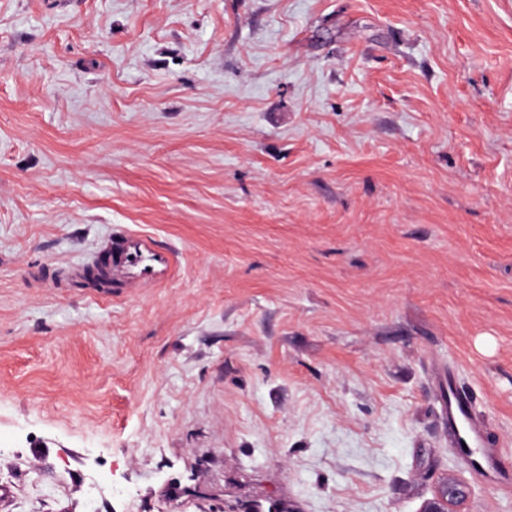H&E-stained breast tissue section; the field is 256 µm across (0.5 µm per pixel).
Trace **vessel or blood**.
<instances>
[{"label":"vessel or blood","mask_w":512,"mask_h":512,"mask_svg":"<svg viewBox=\"0 0 512 512\" xmlns=\"http://www.w3.org/2000/svg\"><path fill=\"white\" fill-rule=\"evenodd\" d=\"M175 271L171 253L161 248L154 236L122 228L103 240L87 261L75 266L73 275L137 294L162 287ZM443 408L454 446L470 448L475 455L474 478L495 488H511L512 465L499 449L488 444L473 393L456 379H449Z\"/></svg>","instance_id":"obj_1"}]
</instances>
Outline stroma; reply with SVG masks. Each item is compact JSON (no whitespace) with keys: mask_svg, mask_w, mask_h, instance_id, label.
Instances as JSON below:
<instances>
[{"mask_svg":"<svg viewBox=\"0 0 512 512\" xmlns=\"http://www.w3.org/2000/svg\"><path fill=\"white\" fill-rule=\"evenodd\" d=\"M452 374L512 451V0H0V512H512ZM175 271L173 256L154 236L122 228L103 240L87 261L75 266L72 275L137 294L162 287ZM448 435L456 448L466 445L476 455L473 476L479 482L499 488L512 487V465L507 464L498 448L489 445L484 424L476 414L473 393L459 385L455 376L449 375L448 389L443 402Z\"/></svg>","mask_w":512,"mask_h":512,"instance_id":"1","label":"stroma"}]
</instances>
